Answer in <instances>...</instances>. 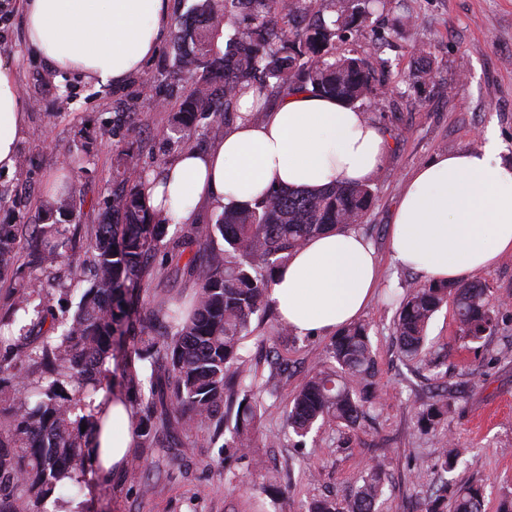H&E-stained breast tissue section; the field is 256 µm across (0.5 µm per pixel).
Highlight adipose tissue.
<instances>
[{"instance_id":"1","label":"adipose tissue","mask_w":512,"mask_h":512,"mask_svg":"<svg viewBox=\"0 0 512 512\" xmlns=\"http://www.w3.org/2000/svg\"><path fill=\"white\" fill-rule=\"evenodd\" d=\"M29 43L52 72L98 86L141 72L170 30L169 0H22ZM253 93L206 150L185 147L162 175H149L147 204L168 226L193 224L202 206L236 210L269 188L319 189L366 183L387 155L384 135L364 112L308 92L285 97L252 121ZM27 101L10 59L0 57V168L16 163ZM392 260L431 282L455 283L512 253V164L495 145L442 154L406 183L389 229ZM372 246L350 230L311 238L277 272L270 299L297 333L330 332L355 321L379 285ZM93 437L97 470H122L134 439L131 408L104 403Z\"/></svg>"}]
</instances>
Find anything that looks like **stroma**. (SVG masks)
Instances as JSON below:
<instances>
[{
	"instance_id": "obj_1",
	"label": "stroma",
	"mask_w": 512,
	"mask_h": 512,
	"mask_svg": "<svg viewBox=\"0 0 512 512\" xmlns=\"http://www.w3.org/2000/svg\"><path fill=\"white\" fill-rule=\"evenodd\" d=\"M339 49L368 60L383 80L382 104L367 116L390 143L386 163L371 180L374 205L354 227L372 245L381 271L380 286L359 317L370 328L377 367L379 397L368 421L356 428L327 423L302 443L287 435L293 393L325 358L334 335L283 336L278 315L256 316L244 352L262 362L277 351L288 381L277 396L265 397L255 447L229 458L208 431L195 430L187 448L141 456L148 487L131 482L124 470L108 478L89 471L82 495L89 512H308L313 500L350 497L377 464L384 482L379 512H424L431 490L443 481L453 490L480 488L484 512L512 503V254L474 275L500 306L496 331L478 341L460 336L455 306L444 303L429 325L422 357L408 363L398 354L394 319L411 283L423 276L392 262L388 233L405 183L435 155L478 149L490 131L501 160L512 162V0H377ZM1 54L12 59L30 105L19 161L13 171H0V224L36 223L44 186L66 159L83 198L68 224L99 223L112 194L113 160L127 146L130 125L140 130L141 170L157 171L182 150L169 136V105L184 90L182 81L164 75L174 63L172 39L144 67L143 74L158 75L154 87L143 84V74L98 87L52 73L25 39L21 0H0ZM423 69L429 76L420 83L415 75ZM130 100L141 106L132 116L122 112ZM433 358L439 369H429ZM437 387L447 389L450 410L426 431L417 415ZM445 440L460 457L444 472L435 462ZM270 470L288 487L277 501L255 491Z\"/></svg>"
}]
</instances>
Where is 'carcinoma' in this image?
Listing matches in <instances>:
<instances>
[{
  "label": "carcinoma",
  "instance_id": "obj_1",
  "mask_svg": "<svg viewBox=\"0 0 512 512\" xmlns=\"http://www.w3.org/2000/svg\"><path fill=\"white\" fill-rule=\"evenodd\" d=\"M348 2L327 21L309 0H196L172 23L175 74L185 91L171 106V135L191 140L205 115L213 117L209 134L222 136L248 90L258 95L254 120L265 116L269 97L297 91L365 104L375 91L374 76L364 59L337 51L336 42L372 13L375 0ZM241 13L249 24L235 28L219 51L215 35ZM114 168L108 211L79 240L55 220L81 208L83 199L71 188L40 202L42 223L32 230L0 224V280L11 276L8 305L0 311V512H48L56 490L82 493L91 462L86 448L102 424L94 403L99 395L110 400L116 385L141 400L134 422L139 448L178 445L194 428L217 439L230 420L226 457L252 447L263 395H276L281 382V363L270 362L265 376L259 362L241 352L252 316L266 313L276 270L293 251L323 231L362 223L374 204L369 184L274 189L252 207L222 211L214 223L193 226L175 254L197 247L184 264L197 284L187 312L176 302L148 299V257L166 228L153 223L136 156L119 151ZM78 241L81 258L73 254ZM21 257L45 270L63 265L75 283L83 281L85 266L92 268L93 280L71 318L34 304L42 283L21 275ZM450 296L463 336L478 340L498 325L500 306L479 281L416 285L395 320L405 361L423 352L429 323ZM30 308L40 330L36 346L11 330L17 312ZM375 376L368 327L348 325L294 393L288 427L303 438L319 422L360 425L376 398ZM447 415L444 389L432 396L420 421L433 429ZM457 458L458 449L445 443L436 466L446 472ZM382 495L381 467L374 466L351 497L318 500L310 512H376ZM450 506L481 512L480 490L469 486L450 494L443 481L424 512Z\"/></svg>",
  "mask_w": 512,
  "mask_h": 512
}]
</instances>
